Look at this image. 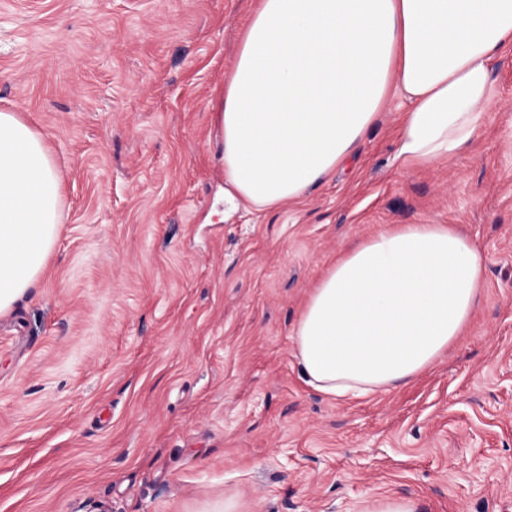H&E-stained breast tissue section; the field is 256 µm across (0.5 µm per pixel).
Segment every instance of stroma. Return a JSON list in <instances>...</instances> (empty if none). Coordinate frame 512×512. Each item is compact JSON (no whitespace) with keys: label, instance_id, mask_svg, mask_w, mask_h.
I'll return each instance as SVG.
<instances>
[{"label":"stroma","instance_id":"1","mask_svg":"<svg viewBox=\"0 0 512 512\" xmlns=\"http://www.w3.org/2000/svg\"><path fill=\"white\" fill-rule=\"evenodd\" d=\"M257 0H0V110L52 147L66 213L0 315V512H512V49L466 150L395 157L389 94L301 200L228 210L213 105ZM397 224L488 256L464 334L384 395L305 382L325 271Z\"/></svg>","mask_w":512,"mask_h":512}]
</instances>
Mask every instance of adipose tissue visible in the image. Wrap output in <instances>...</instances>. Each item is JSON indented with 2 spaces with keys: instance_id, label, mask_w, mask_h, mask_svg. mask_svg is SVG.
Segmentation results:
<instances>
[{
  "instance_id": "adipose-tissue-1",
  "label": "adipose tissue",
  "mask_w": 512,
  "mask_h": 512,
  "mask_svg": "<svg viewBox=\"0 0 512 512\" xmlns=\"http://www.w3.org/2000/svg\"><path fill=\"white\" fill-rule=\"evenodd\" d=\"M512 47V0H258L214 106L224 200L273 210L352 158L389 92L409 106L406 166L469 146ZM64 222L44 136L0 111V314L39 282ZM486 254L445 224H398L331 265L300 313L307 382L333 397L387 394L433 368L470 322Z\"/></svg>"
}]
</instances>
